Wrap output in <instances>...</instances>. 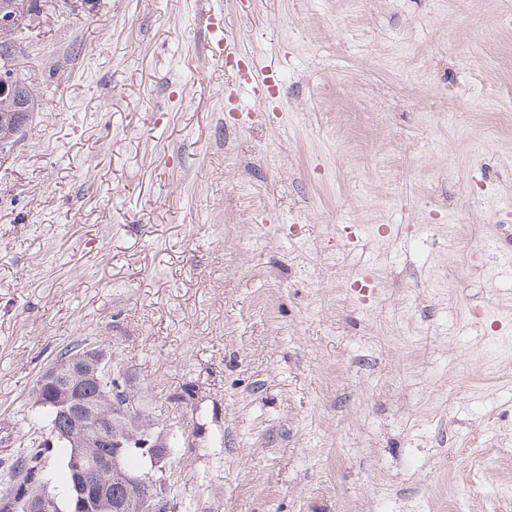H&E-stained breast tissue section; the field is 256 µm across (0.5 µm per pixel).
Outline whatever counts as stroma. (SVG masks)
<instances>
[{
	"label": "stroma",
	"mask_w": 512,
	"mask_h": 512,
	"mask_svg": "<svg viewBox=\"0 0 512 512\" xmlns=\"http://www.w3.org/2000/svg\"><path fill=\"white\" fill-rule=\"evenodd\" d=\"M272 67L256 99L209 47ZM0 459L77 340L192 512H512V0H24ZM374 277L372 294L354 284Z\"/></svg>",
	"instance_id": "obj_1"
}]
</instances>
